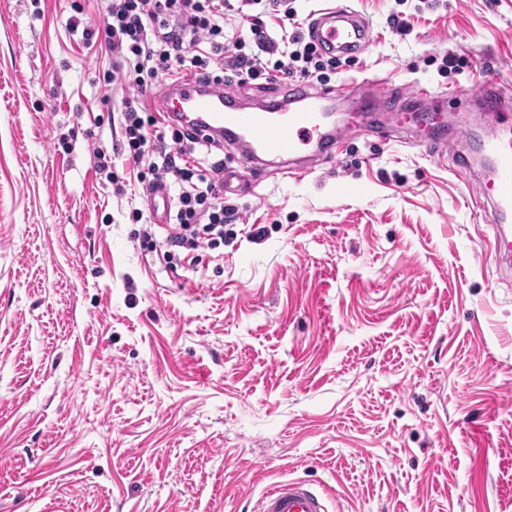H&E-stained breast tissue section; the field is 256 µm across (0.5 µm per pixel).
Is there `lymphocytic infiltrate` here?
<instances>
[{
	"mask_svg": "<svg viewBox=\"0 0 512 512\" xmlns=\"http://www.w3.org/2000/svg\"><path fill=\"white\" fill-rule=\"evenodd\" d=\"M104 32L105 45L114 56L107 83L129 81L143 91L163 75L191 73L220 85L228 71L244 83L319 78L336 63L298 30L289 38L290 50H283L258 16L249 36L225 37L224 0H110ZM250 42L255 52H246ZM122 117L121 152L148 164L137 174L142 191L151 192L160 184L179 188L168 245L184 246L201 222L223 234L225 225L233 221L232 208L224 204L223 161L212 163L209 174H202L196 155L201 140L196 134L185 128L164 131L157 117L142 116L130 104Z\"/></svg>",
	"mask_w": 512,
	"mask_h": 512,
	"instance_id": "obj_1",
	"label": "lymphocytic infiltrate"
}]
</instances>
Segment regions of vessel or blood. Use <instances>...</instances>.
I'll return each mask as SVG.
<instances>
[{"mask_svg":"<svg viewBox=\"0 0 512 512\" xmlns=\"http://www.w3.org/2000/svg\"><path fill=\"white\" fill-rule=\"evenodd\" d=\"M312 34L322 49L350 54L370 43L367 28L342 8L324 9L316 19ZM357 86L338 85L334 92L314 91L300 85L292 89L286 105L237 107L226 104L224 93L189 74L163 84L148 96V109H159L166 122H179L198 130L203 138L226 139L235 148L238 165L225 168L224 189L234 192L241 170L281 162L306 174V150L312 143H340V129L325 111L330 95L352 99ZM481 94L488 112L499 120L500 134L487 148L490 167L487 182L495 202L494 249L502 261L512 260V114L504 109L512 100V85H485ZM254 512H326L322 495L301 479L277 482L256 501Z\"/></svg>","mask_w":512,"mask_h":512,"instance_id":"vessel-or-blood-1","label":"vessel or blood"}]
</instances>
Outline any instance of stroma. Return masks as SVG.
<instances>
[{
	"label": "stroma",
	"instance_id": "obj_1",
	"mask_svg": "<svg viewBox=\"0 0 512 512\" xmlns=\"http://www.w3.org/2000/svg\"><path fill=\"white\" fill-rule=\"evenodd\" d=\"M342 3L373 43L327 83L378 80L397 138L244 173L231 234L172 250L114 152L145 95L103 82L107 0H0V512H251L288 478L327 512H512V271L458 155L491 119L448 102L433 157L416 99L512 83V0Z\"/></svg>",
	"mask_w": 512,
	"mask_h": 512
}]
</instances>
